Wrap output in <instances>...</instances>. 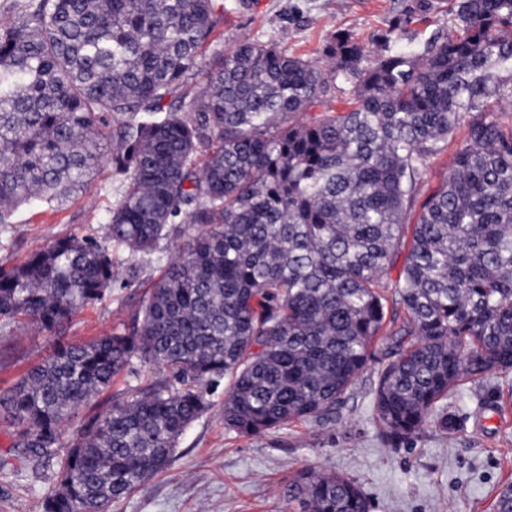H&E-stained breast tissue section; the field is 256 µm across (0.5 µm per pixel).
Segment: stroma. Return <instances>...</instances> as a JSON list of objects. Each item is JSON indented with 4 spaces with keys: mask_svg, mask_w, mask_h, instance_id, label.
<instances>
[{
    "mask_svg": "<svg viewBox=\"0 0 512 512\" xmlns=\"http://www.w3.org/2000/svg\"><path fill=\"white\" fill-rule=\"evenodd\" d=\"M453 2L251 0L247 9L226 12L216 35L228 49L249 37L317 62L339 32L373 55L386 37L393 48L420 55L429 40L453 29ZM124 182L108 164L87 194L64 207H20L7 243L0 245V268L20 265L31 252L69 235L103 237ZM191 234L183 224L153 256L118 255L130 287L113 286L111 297L75 314L62 335L27 321L0 329V390L48 358L58 338L84 342L120 327ZM387 362L377 355L331 421L262 436L225 431L224 393H211V408L182 435L168 468L114 512H289L284 489L305 467L355 480L370 512H493L500 487L512 484V374L461 381L446 401L454 430L445 433L431 424L407 443L390 440L375 412L377 372ZM12 443L0 426V512H41L55 469L20 465Z\"/></svg>",
    "mask_w": 512,
    "mask_h": 512,
    "instance_id": "1",
    "label": "stroma"
}]
</instances>
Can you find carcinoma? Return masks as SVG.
Listing matches in <instances>:
<instances>
[{"label":"carcinoma","instance_id":"carcinoma-1","mask_svg":"<svg viewBox=\"0 0 512 512\" xmlns=\"http://www.w3.org/2000/svg\"><path fill=\"white\" fill-rule=\"evenodd\" d=\"M247 6L12 0L0 17V231L21 206L87 191L106 162L126 176L104 239L74 234L0 271V327L23 316L56 335L123 282L114 254L200 228L123 328L58 339L0 391L22 461L57 466L42 512H112L223 383L229 432L327 422L387 339L375 411L409 442L431 421L451 428L436 408L458 382L512 371V126L497 115L512 97V0H459L455 31L421 58H372L338 33L325 66L250 38L212 47L224 11ZM464 121L465 146L421 197ZM136 360L166 376L67 435ZM285 497L296 512H370L355 481L312 468Z\"/></svg>","mask_w":512,"mask_h":512}]
</instances>
